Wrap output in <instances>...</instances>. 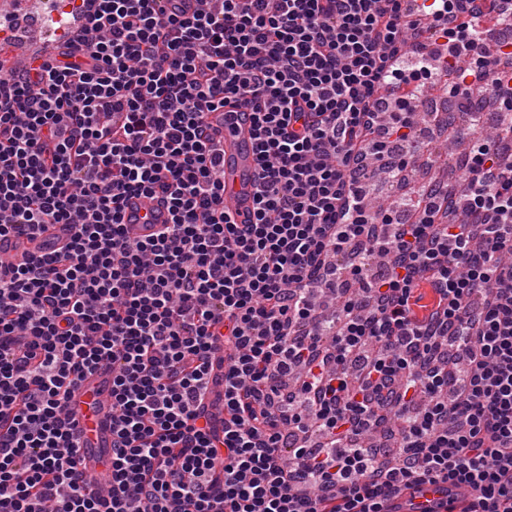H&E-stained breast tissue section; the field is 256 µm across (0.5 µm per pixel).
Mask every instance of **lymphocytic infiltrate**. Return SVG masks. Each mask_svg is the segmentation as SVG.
Segmentation results:
<instances>
[{"label": "lymphocytic infiltrate", "mask_w": 512, "mask_h": 512, "mask_svg": "<svg viewBox=\"0 0 512 512\" xmlns=\"http://www.w3.org/2000/svg\"><path fill=\"white\" fill-rule=\"evenodd\" d=\"M470 3L81 0L59 52L0 74V238L65 229L0 258V512H387L426 483L512 512V40ZM410 84L474 115L488 92L505 127L459 160L462 194L406 218L364 178L422 153ZM231 102L252 109L249 224L205 135ZM158 194L167 224L131 237L127 198ZM103 365L99 492L68 399Z\"/></svg>", "instance_id": "obj_1"}]
</instances>
